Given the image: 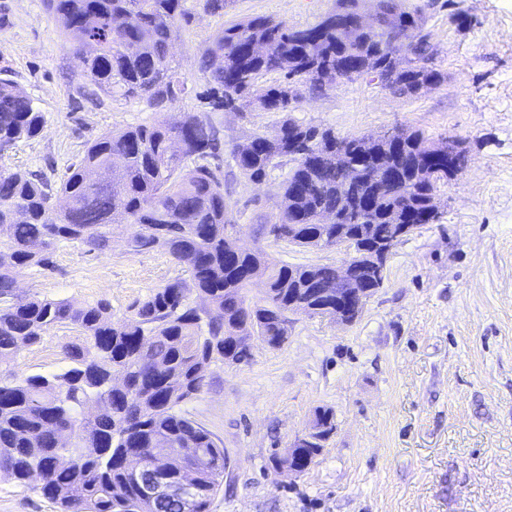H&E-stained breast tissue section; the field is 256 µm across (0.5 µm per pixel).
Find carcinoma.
<instances>
[{"mask_svg":"<svg viewBox=\"0 0 512 512\" xmlns=\"http://www.w3.org/2000/svg\"><path fill=\"white\" fill-rule=\"evenodd\" d=\"M186 0H44L59 23L65 47L82 61L84 75L104 94L142 100L172 111L192 88L172 48L188 20ZM357 0H338L336 10L299 28L255 16L219 31L197 52L204 98L215 112H233L245 101L261 112H280L272 134L254 132L233 146L245 179L264 180L278 160L293 166L283 182L276 225L279 238L306 248L329 245L336 225L321 224L325 212L340 218L361 242H400L394 207L430 224L428 199L438 185L464 167V155L435 159L418 133L376 145L372 175L346 180L336 151L350 156L360 138L303 125L288 113L303 91H320L336 79L373 74L406 95L443 74L427 65L433 47L419 17L394 0H379L376 29L358 20ZM283 82L258 85L263 72ZM0 68V157L22 140L37 137L45 117ZM219 130L196 112L173 122L128 126L106 133L66 166L58 181L39 171L0 166V368L22 347L38 344L58 324L80 327L84 341L63 347L68 367L57 374L0 376V471L36 480L59 512H181L165 489L182 471L196 474L195 510L208 512L224 480V449L179 406L196 396L215 362L240 364L255 344L279 349L288 341L289 311L315 306L310 289L336 287L331 264L269 267L260 246L240 250L231 229L221 168ZM136 251L162 249L187 267L190 280H174L114 322L109 304L75 306L65 300L16 295L27 267L48 268L57 243L79 242L89 251H112L116 232ZM261 269L265 295L250 299L251 274ZM316 441L281 462L305 472L335 429L334 414H316ZM153 448L168 453L155 457ZM148 463L144 477L162 488L139 489L127 457Z\"/></svg>","mask_w":512,"mask_h":512,"instance_id":"cac0c4a2","label":"carcinoma"}]
</instances>
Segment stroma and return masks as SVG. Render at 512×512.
Listing matches in <instances>:
<instances>
[{"label":"stroma","instance_id":"obj_1","mask_svg":"<svg viewBox=\"0 0 512 512\" xmlns=\"http://www.w3.org/2000/svg\"><path fill=\"white\" fill-rule=\"evenodd\" d=\"M421 9L444 75L412 96L373 76L305 93L295 121L341 137L394 130L434 143L457 140L468 164L438 190V220L398 243L381 288L361 317L344 326L292 316L287 344L255 346L249 362L211 365L202 392L181 409L220 440L224 482L209 512H512V0H398ZM175 56L194 72L199 48L218 31L254 16L308 27L336 0H235L224 14L186 0ZM463 10L462 23L451 13ZM45 117L39 136L0 158L12 170L57 179L87 145L130 125L172 120L146 102L109 97L83 77L42 0H0V67ZM218 126L225 149L255 131L273 132L278 112L242 105L212 112L194 96L180 105ZM292 164L246 181L224 158L241 245L274 223L280 187ZM271 264L336 263L343 250L265 246ZM188 269L163 250H131L115 236L98 255L58 243L54 266L29 267L18 293L75 304L106 300L113 320L129 316L152 290ZM73 325L51 328L40 344L17 351V376L53 374L68 365L63 347L78 343ZM332 410L335 430L302 474L276 461ZM0 512H57L41 491L0 472Z\"/></svg>","mask_w":512,"mask_h":512}]
</instances>
